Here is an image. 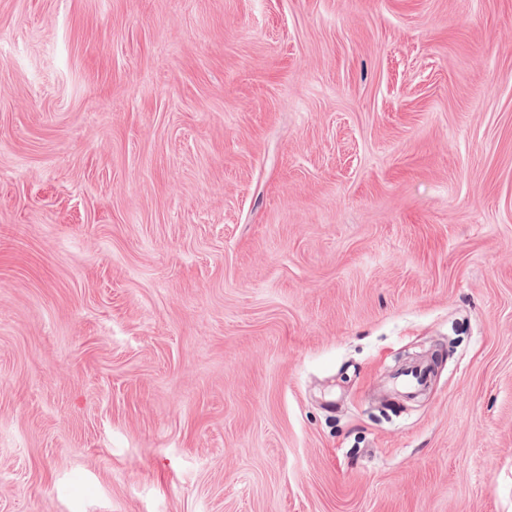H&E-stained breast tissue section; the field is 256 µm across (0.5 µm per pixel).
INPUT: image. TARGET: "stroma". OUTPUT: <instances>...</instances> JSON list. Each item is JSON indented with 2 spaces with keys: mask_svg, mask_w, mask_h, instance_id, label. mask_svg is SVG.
I'll list each match as a JSON object with an SVG mask.
<instances>
[{
  "mask_svg": "<svg viewBox=\"0 0 512 512\" xmlns=\"http://www.w3.org/2000/svg\"><path fill=\"white\" fill-rule=\"evenodd\" d=\"M0 512H512V0H0Z\"/></svg>",
  "mask_w": 512,
  "mask_h": 512,
  "instance_id": "obj_1",
  "label": "stroma"
}]
</instances>
